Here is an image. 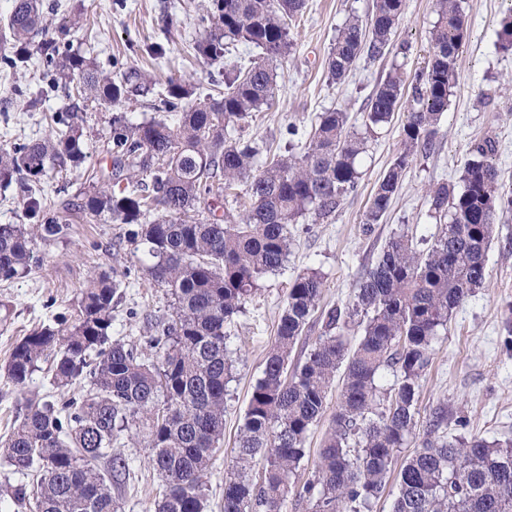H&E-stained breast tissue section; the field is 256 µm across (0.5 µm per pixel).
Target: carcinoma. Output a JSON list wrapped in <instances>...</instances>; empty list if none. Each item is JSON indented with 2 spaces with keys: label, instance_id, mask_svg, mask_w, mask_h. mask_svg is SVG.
<instances>
[{
  "label": "carcinoma",
  "instance_id": "cac0c4a2",
  "mask_svg": "<svg viewBox=\"0 0 512 512\" xmlns=\"http://www.w3.org/2000/svg\"><path fill=\"white\" fill-rule=\"evenodd\" d=\"M14 2L0 37L12 67L36 55L60 79L78 81L87 103L116 106L132 83L137 92L151 90L147 73L135 71L117 83L94 57L62 51L52 38L35 41L47 28L42 0ZM305 5L211 0V26L191 46L194 55L217 59L244 45L257 56L246 65L229 64L224 89L202 100L193 98L190 84L169 79L159 98L163 118L132 123L112 116L109 179L119 191L94 186L73 212L134 226L129 242L149 257L145 275L167 289L168 314L146 315L140 347L112 340V301L120 287L114 269L88 280L73 319L59 317L14 347L6 365L13 384L25 387L48 362L50 385L85 380L89 388L16 413L7 459L31 476V489L0 487V497L29 512H121L112 474L126 471L128 462L112 453V442L142 425L148 464L162 482L153 512H204L206 479L224 441L230 329L261 280L285 267L290 226L307 216L314 223L331 219L357 192L360 156L401 108L407 115L400 149L371 197L364 234L390 207L414 156L430 152L468 34L459 0H437L427 66L414 73L392 67L369 97L360 129L337 110L322 113L305 140L297 126H288L284 153L264 140H242V123L272 105L276 67L291 53V27ZM406 7L407 0H374L367 22L349 16L329 51L330 78L342 80L362 54L376 60L391 53ZM498 45L512 51V9L501 20ZM54 124L38 139L0 148V183L20 184L24 209L34 219L0 224V283L40 267L37 240L69 229V218L31 189L50 172L79 168L86 157L83 117L72 112ZM497 153L493 137L475 140L461 185L442 181L429 189L430 217L443 224L423 239L427 249L419 250L404 232L393 235L349 302L323 313V334L305 361L290 368L293 347L326 288L316 269L291 282L239 430L237 455L225 472L224 512H282L290 499L308 512H372L397 452L415 435L417 391L440 333L483 287L495 219L512 213V189L499 181ZM235 182L243 185L248 207L238 213L226 207L220 218L203 215L201 203ZM353 325L363 334L352 347ZM340 370L336 413L305 478L299 470L307 437L326 411ZM443 421V411L433 413L418 448L400 465L392 512H512V437L450 441L439 433Z\"/></svg>",
  "mask_w": 512,
  "mask_h": 512
}]
</instances>
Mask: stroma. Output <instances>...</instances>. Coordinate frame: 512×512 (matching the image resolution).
<instances>
[{
	"label": "stroma",
	"mask_w": 512,
	"mask_h": 512,
	"mask_svg": "<svg viewBox=\"0 0 512 512\" xmlns=\"http://www.w3.org/2000/svg\"><path fill=\"white\" fill-rule=\"evenodd\" d=\"M49 12L50 37L60 47L89 48L100 70L113 81L135 70H148L159 81L190 79L196 97H205L224 81L223 61L195 57L189 45L209 25L208 0H57ZM406 14L395 30L394 46L404 54L378 60L360 57L340 82L329 79L325 60L337 29L349 15L369 18L373 0H307L291 30L290 56L278 64L277 91L272 107L244 128L248 138L267 140L273 151L288 144L287 128L310 131L320 113L341 110L350 124H359L365 103L392 65L413 71L429 55V33L438 20L435 0H407ZM469 36L461 47L458 81L447 112L438 125L435 146L417 155L406 169L398 193L380 224L363 234L361 220L379 179L400 145L404 112H396L370 142L359 162L361 179L356 195L348 197L335 216L324 223L304 222L293 229V245L283 271L268 275L256 296L231 329L237 351L233 379L224 404V444L207 479L205 512H224V475L234 459L239 427L252 388L261 377L266 354L275 339L278 318L290 283L314 268L325 277L321 311L292 356L302 360L324 331L323 310L345 306L360 276L374 263L390 236L408 231L415 239L430 236L436 221L429 216L426 189L442 180L457 181L470 158L472 140L488 133L498 141L496 163L500 180L512 188V102L500 97L501 85L512 81V52L498 47L499 23L512 0H462ZM79 14L83 25L64 29L69 16ZM162 45V57L152 58L149 47ZM42 97L38 110L24 107L25 96ZM494 95L486 104L484 94ZM82 112L86 159L79 169L44 182V196L56 211L87 189L88 174L108 172L107 152L113 110L84 105L71 87L43 64L10 68L0 64V147L40 137L45 118L53 113ZM41 267L10 283H0V484L17 486L27 478L6 459L4 444L15 415L26 400H54L59 392L46 372H36L26 388L7 378L5 365L13 345L30 331L54 324L57 316L73 314L80 289L94 275L118 271L124 278L112 302L113 339L139 344L144 340L146 312L163 313L164 289L150 283L141 267L147 258L134 251L124 224L102 223L76 214L64 237L39 241ZM488 276L484 288L456 311L447 336L436 346L433 366L421 381L419 408L428 417L437 407L448 409L449 436L479 435L488 439L512 437V214L496 219V232L486 252ZM130 460V473L114 486L122 512H149L160 480L146 464L145 439L121 435L114 444Z\"/></svg>",
	"instance_id": "stroma-1"
}]
</instances>
